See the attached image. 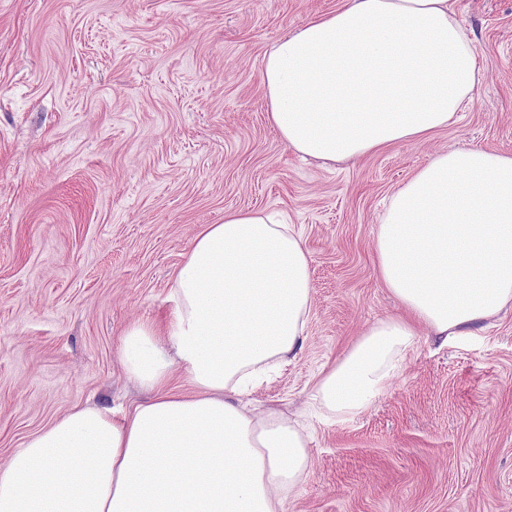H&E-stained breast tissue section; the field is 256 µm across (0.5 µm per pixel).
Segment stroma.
Here are the masks:
<instances>
[{"mask_svg": "<svg viewBox=\"0 0 512 512\" xmlns=\"http://www.w3.org/2000/svg\"><path fill=\"white\" fill-rule=\"evenodd\" d=\"M338 0H0V464L77 405L147 399L124 333L165 324L172 277L226 211H283L309 255L302 345L248 394L301 417L285 512H512V303L449 340L419 327L356 415L310 408L324 371L400 314L374 243L430 155L512 154V0H458L484 72L452 126L336 164L267 118L265 54Z\"/></svg>", "mask_w": 512, "mask_h": 512, "instance_id": "stroma-1", "label": "stroma"}]
</instances>
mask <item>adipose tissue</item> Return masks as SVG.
Listing matches in <instances>:
<instances>
[{
	"instance_id": "obj_1",
	"label": "adipose tissue",
	"mask_w": 512,
	"mask_h": 512,
	"mask_svg": "<svg viewBox=\"0 0 512 512\" xmlns=\"http://www.w3.org/2000/svg\"><path fill=\"white\" fill-rule=\"evenodd\" d=\"M456 0H343L268 53V120L326 162L420 143L458 120L482 70ZM377 274L402 316L372 325L313 399L340 421L380 392L424 325L459 336L512 302V155L434 154L390 197ZM165 326L132 323L121 361L151 399L120 417L77 407L0 466V512H284L307 436L235 400L302 340L312 299L304 241L280 214L226 212L197 234ZM191 389L172 387L174 366Z\"/></svg>"
}]
</instances>
